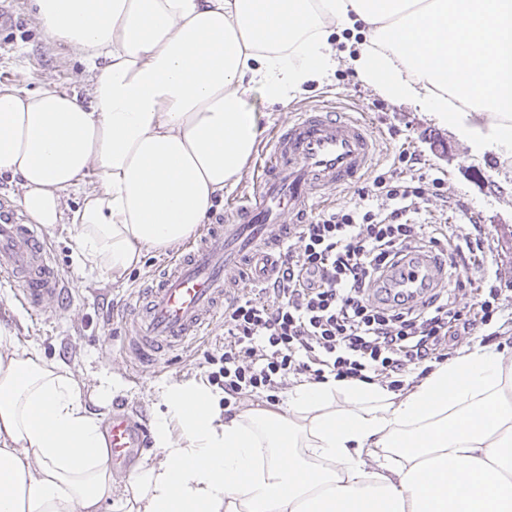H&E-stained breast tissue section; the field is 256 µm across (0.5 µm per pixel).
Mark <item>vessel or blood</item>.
Returning a JSON list of instances; mask_svg holds the SVG:
<instances>
[{
    "label": "vessel or blood",
    "mask_w": 512,
    "mask_h": 512,
    "mask_svg": "<svg viewBox=\"0 0 512 512\" xmlns=\"http://www.w3.org/2000/svg\"><path fill=\"white\" fill-rule=\"evenodd\" d=\"M376 150V138L362 120L337 114L328 105L299 111L273 137L252 193L186 244L163 275L143 285L130 302L123 318L128 353L142 362L153 361L200 333L240 287L232 276L236 266L255 260L265 274H272L288 236L283 214L304 222L311 198L350 186L367 174ZM436 272L434 259L426 258L404 270L402 283L415 289L434 280ZM0 273L20 284L18 300L34 312L68 293L37 227L1 205ZM105 442L113 470L122 473L147 449L148 429L119 407L108 422Z\"/></svg>",
    "instance_id": "b4317fda"
}]
</instances>
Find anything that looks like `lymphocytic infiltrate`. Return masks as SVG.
<instances>
[{
  "mask_svg": "<svg viewBox=\"0 0 512 512\" xmlns=\"http://www.w3.org/2000/svg\"><path fill=\"white\" fill-rule=\"evenodd\" d=\"M414 153L359 188L358 203L318 212L296 225L279 251L273 280L251 284L224 309V348L209 354L207 380L224 393V410L242 398L276 399L289 378L387 380L402 390L414 372L428 374L455 355L460 341L491 343L512 332V298L499 271L486 268L488 234L475 216L461 243L447 247L448 227L413 214L427 178ZM439 258L443 283L417 294L389 283L408 251ZM481 269L476 301L457 294L469 268Z\"/></svg>",
  "mask_w": 512,
  "mask_h": 512,
  "instance_id": "1",
  "label": "lymphocytic infiltrate"
}]
</instances>
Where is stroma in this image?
<instances>
[{"mask_svg": "<svg viewBox=\"0 0 512 512\" xmlns=\"http://www.w3.org/2000/svg\"><path fill=\"white\" fill-rule=\"evenodd\" d=\"M0 9L12 17L11 25L0 30V84L86 93L90 73L40 26L32 0H0ZM326 101L333 102L337 111L366 119L378 141L376 167L389 165L403 145L419 154L427 168L437 171L444 180L442 191L425 189L418 203V221L452 225L457 235L468 232V223L456 208L457 203H464L492 235L490 264L512 282V158L473 153L464 140L435 126L414 105L390 101L364 84L344 57L328 80L310 86L288 104L270 102L256 91L247 105L255 114L261 139L266 140L288 124L297 109ZM42 232L55 269L70 285L69 297L33 312L19 304L17 284L0 275V331L24 343H37L48 361L61 363L83 382L85 398L95 397L99 383L108 382L113 403L126 404L147 422H154L160 390L203 380L206 353L224 343L223 321H216L187 348L155 364L138 363L124 350V324L117 311L135 288L173 258V250L147 251L140 266L115 281L106 274L80 271L74 245L60 227L46 226Z\"/></svg>", "mask_w": 512, "mask_h": 512, "instance_id": "1", "label": "stroma"}]
</instances>
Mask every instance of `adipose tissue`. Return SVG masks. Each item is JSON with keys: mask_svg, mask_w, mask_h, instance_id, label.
Masks as SVG:
<instances>
[{"mask_svg": "<svg viewBox=\"0 0 512 512\" xmlns=\"http://www.w3.org/2000/svg\"><path fill=\"white\" fill-rule=\"evenodd\" d=\"M92 73L90 100L0 86V174L82 268L121 278L194 237L259 135L254 90L287 103L338 59L472 151L512 157V0H32ZM82 193L65 211L62 194ZM101 387L0 332V512H512V357L466 348L407 389L301 382L285 405L219 418L194 382L161 393V460L117 482Z\"/></svg>", "mask_w": 512, "mask_h": 512, "instance_id": "ef3b65f1", "label": "adipose tissue"}]
</instances>
